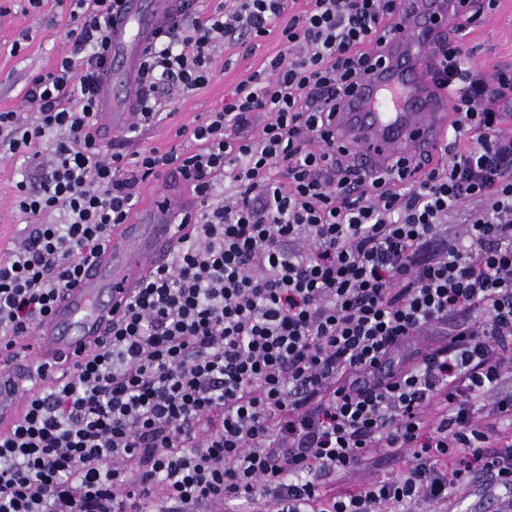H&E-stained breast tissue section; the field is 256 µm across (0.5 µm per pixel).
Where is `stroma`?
<instances>
[{"label": "stroma", "mask_w": 512, "mask_h": 512, "mask_svg": "<svg viewBox=\"0 0 512 512\" xmlns=\"http://www.w3.org/2000/svg\"><path fill=\"white\" fill-rule=\"evenodd\" d=\"M68 19L61 0H42L37 9L30 7L28 0H0V111H25L22 96L28 79L52 68L60 54L69 49L64 40ZM462 46L485 75L512 66V0H499L496 10L470 29ZM282 48L281 35L276 31L253 44H225L217 53L221 69L212 82L182 96L174 106L173 117L144 128L137 139L113 135L108 141L110 149L125 154L169 148L177 126L222 106L232 87ZM24 175L19 163L0 159V251L31 230L13 210L15 184Z\"/></svg>", "instance_id": "35a3bbf8"}]
</instances>
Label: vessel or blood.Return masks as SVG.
<instances>
[{"label": "vessel or blood", "mask_w": 512, "mask_h": 512, "mask_svg": "<svg viewBox=\"0 0 512 512\" xmlns=\"http://www.w3.org/2000/svg\"><path fill=\"white\" fill-rule=\"evenodd\" d=\"M188 6V0H126L115 13L109 49L114 71L105 75L98 91L101 137L130 124L142 54ZM458 8L457 0H442L435 11L423 0H403L392 23L391 63L362 79L336 122L337 140L353 148L361 171L381 168L396 156L436 153L444 143L452 102L433 86V48L460 23ZM180 211L178 202L164 197L136 222L116 227L111 244L54 302L37 329L34 355L0 350V432H7L20 415L23 393L35 380V363L56 370L107 337L112 311L127 291L168 259Z\"/></svg>", "instance_id": "b4317fda"}]
</instances>
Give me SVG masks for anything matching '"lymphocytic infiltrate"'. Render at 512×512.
<instances>
[{"label": "lymphocytic infiltrate", "mask_w": 512, "mask_h": 512, "mask_svg": "<svg viewBox=\"0 0 512 512\" xmlns=\"http://www.w3.org/2000/svg\"><path fill=\"white\" fill-rule=\"evenodd\" d=\"M68 2L71 50L29 79L28 111H0L33 226L0 258V346L33 335L147 179L178 174L196 202L110 336L29 388L0 434V512H443L477 474L512 502V70L438 43L443 158L365 174L336 116L386 62L400 0H216L145 51L127 135L208 85L224 42L276 28L283 50L167 150L112 153L96 98L124 0ZM376 453L401 473L335 488Z\"/></svg>", "instance_id": "f902f5d3"}]
</instances>
